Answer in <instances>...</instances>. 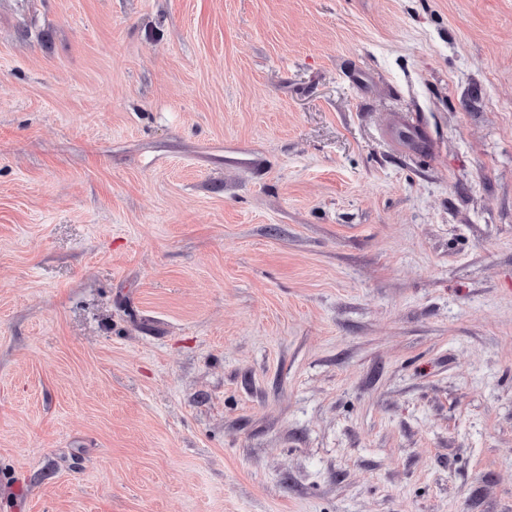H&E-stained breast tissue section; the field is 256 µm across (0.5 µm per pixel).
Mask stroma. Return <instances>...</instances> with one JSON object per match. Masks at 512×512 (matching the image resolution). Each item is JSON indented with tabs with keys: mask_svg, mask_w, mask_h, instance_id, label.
<instances>
[{
	"mask_svg": "<svg viewBox=\"0 0 512 512\" xmlns=\"http://www.w3.org/2000/svg\"><path fill=\"white\" fill-rule=\"evenodd\" d=\"M0 512H512V0H0Z\"/></svg>",
	"mask_w": 512,
	"mask_h": 512,
	"instance_id": "35a3bbf8",
	"label": "stroma"
}]
</instances>
